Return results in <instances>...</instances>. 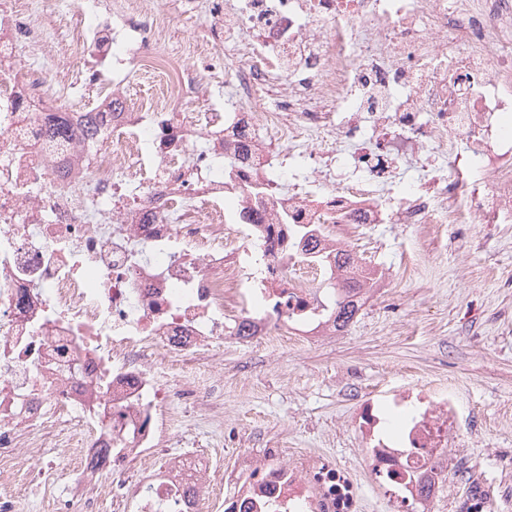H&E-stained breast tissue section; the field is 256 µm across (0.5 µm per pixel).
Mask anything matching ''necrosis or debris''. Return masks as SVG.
<instances>
[{"label":"necrosis or debris","instance_id":"1","mask_svg":"<svg viewBox=\"0 0 512 512\" xmlns=\"http://www.w3.org/2000/svg\"><path fill=\"white\" fill-rule=\"evenodd\" d=\"M223 13L201 43L223 58L222 100L167 49L165 0H120L111 22L78 12L42 60L58 0H0V512L37 450V478L67 485L53 512H200L212 461L156 452L179 406L214 386L164 381L159 364L210 359L227 325L283 349L334 334L326 286L342 224L512 222V0H184ZM95 61L94 139L45 136L42 118ZM160 75L132 102L129 61ZM71 425L63 443L57 428ZM356 425L370 471L403 505L428 493L457 427L443 391L366 400ZM66 448L61 469L48 454ZM137 463L144 480L118 473ZM226 512H340L326 470L241 453Z\"/></svg>","mask_w":512,"mask_h":512}]
</instances>
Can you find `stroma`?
<instances>
[{
    "mask_svg": "<svg viewBox=\"0 0 512 512\" xmlns=\"http://www.w3.org/2000/svg\"><path fill=\"white\" fill-rule=\"evenodd\" d=\"M348 246L384 274L350 327L284 352L225 337L210 361L217 406L188 408L163 449L216 459L219 494L238 479V452L275 448L336 469L351 512H408L368 469L353 419L369 398L433 383L454 394L460 427L431 512H459L474 482L491 512H512V223L353 224Z\"/></svg>",
    "mask_w": 512,
    "mask_h": 512,
    "instance_id": "35a3bbf8",
    "label": "stroma"
}]
</instances>
